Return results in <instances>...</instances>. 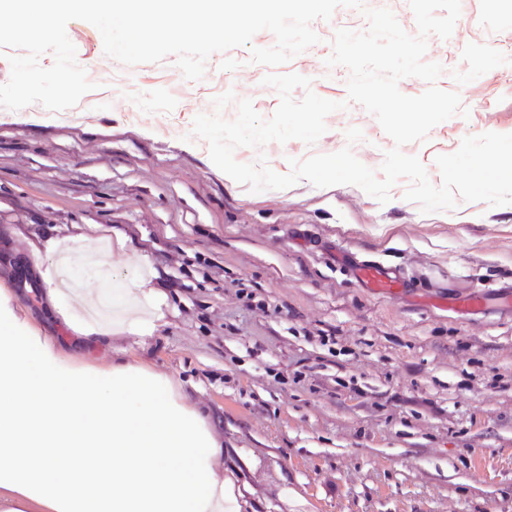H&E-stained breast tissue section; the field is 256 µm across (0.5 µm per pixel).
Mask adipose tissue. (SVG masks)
<instances>
[{
  "label": "adipose tissue",
  "instance_id": "obj_1",
  "mask_svg": "<svg viewBox=\"0 0 512 512\" xmlns=\"http://www.w3.org/2000/svg\"><path fill=\"white\" fill-rule=\"evenodd\" d=\"M223 456L175 379L77 361L0 289V512H243Z\"/></svg>",
  "mask_w": 512,
  "mask_h": 512
}]
</instances>
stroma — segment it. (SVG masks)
<instances>
[{
  "label": "stroma",
  "mask_w": 512,
  "mask_h": 512,
  "mask_svg": "<svg viewBox=\"0 0 512 512\" xmlns=\"http://www.w3.org/2000/svg\"><path fill=\"white\" fill-rule=\"evenodd\" d=\"M319 43L282 65L347 107L314 145L241 147L242 163L290 160L351 147L380 171L393 140L361 105L347 103L349 72L327 66L338 29L368 27L338 7L311 24ZM67 35L96 90L59 113L0 108V288L51 340L67 330L47 303L49 243L71 255L101 251L75 277L102 283L125 318L154 321L149 338L125 333L97 347L100 362L145 364L179 381L224 445V465L253 490L254 512H512V300L490 294L481 313L449 310L478 284L512 282V204L459 202L422 213L408 180L379 203L355 185L251 192L226 179L195 117L234 119L251 100L263 118L279 104L251 47L209 57L186 80L175 57L126 66L105 55L99 31L74 20ZM437 87L458 92L467 115L404 146L433 184L435 158L465 136L512 133V0H461L449 39L427 38ZM233 91L234 103L214 99ZM362 141L351 144L349 128ZM349 252L403 269L423 288L392 296L336 265ZM161 294L131 304L128 287ZM300 507H289L293 498Z\"/></svg>",
  "instance_id": "1"
}]
</instances>
